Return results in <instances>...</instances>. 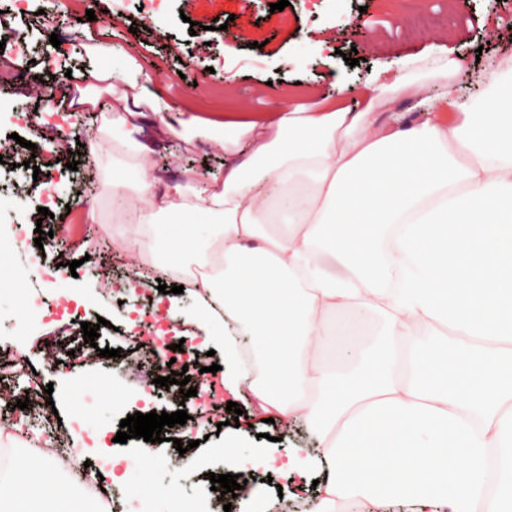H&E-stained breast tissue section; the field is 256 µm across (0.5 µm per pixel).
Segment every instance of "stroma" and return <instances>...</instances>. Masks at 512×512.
I'll list each match as a JSON object with an SVG mask.
<instances>
[{
	"mask_svg": "<svg viewBox=\"0 0 512 512\" xmlns=\"http://www.w3.org/2000/svg\"><path fill=\"white\" fill-rule=\"evenodd\" d=\"M58 0H25L12 7L0 0V59L16 56V46L27 43L28 60L19 72L0 71V222L40 226L46 238L35 245L26 237L21 247L0 244V352L25 347L29 353L27 376L6 382L0 390L14 394L31 379L52 385V400L62 421H70L76 382L112 381L126 393H135L141 383L128 371L133 361L129 339L165 331L172 342L185 338L186 318L197 309L191 291L158 294L153 288H128L127 266L132 251L117 248L112 255V279L98 278L102 242L91 234L72 232L74 212L68 211L72 191L84 174L94 172L97 192L92 201L101 224L112 227L126 241L136 237L135 227L123 223L113 207L112 161L120 157L116 141L96 138V128L118 125L120 113L106 103L111 90H123L127 77L150 79L161 91L162 115L172 131L153 153L137 165L125 168L133 181L180 178L183 168L193 167L215 174L225 164L249 156L246 142L218 147L214 140L230 137L221 120L245 117L258 122L272 119L281 103L306 108L330 99L351 105L370 95L373 86L386 82V64L407 71L423 69L429 59H454L457 82L489 74L512 78V0H469L456 12L453 0H290L284 10H271V0H76L69 12L71 23L63 28L47 25L30 30L36 12H51ZM94 20H87V12ZM199 30H191V22ZM61 45L53 47L50 35ZM357 51L359 64L346 65L343 56ZM68 60L70 71H61L59 60ZM102 66L112 73L111 88H99L102 111L77 112L75 106L45 102L43 82L55 91L76 93L83 70ZM212 119L209 127L185 129V111ZM31 148L21 147V140ZM80 150L77 170L67 167L70 153ZM54 187V200L42 203L29 191L32 181ZM50 215L40 218L39 207ZM67 238L71 259L77 260L74 277L67 285L83 297L75 309L62 312L56 286L32 280L24 265L25 254L43 249L53 258L59 238ZM39 291L46 313L30 318L26 329L15 320L22 309L25 291ZM100 327L99 346L119 350V357L102 358L80 366L70 361L69 351L82 345L81 322ZM64 330L72 343L47 348L43 339ZM200 359L190 360L187 374L195 396L182 398L178 387L156 390L155 409L168 413L180 409L195 415L190 435L196 448L189 454L197 466L186 471L171 459L149 469L134 465L141 439L115 442L120 422L133 414L134 402L121 409L98 400L87 409L94 431L105 435L108 455L121 459L120 481L104 475L101 482L114 501L115 512H171L174 503L200 502L203 512H224L209 492L208 473L226 474L232 466L225 451L243 457L252 448L271 447L276 453L288 448H309L313 442L304 426L286 418L265 423L252 414L254 400L240 389L234 400L241 413L237 424L217 427L205 415L209 405L210 379H223V372L208 373L212 364L224 361V346L216 340H200ZM293 486L286 472L258 470L232 501L235 512H244L247 502L261 500L265 512H275L280 499L292 498Z\"/></svg>",
	"mask_w": 512,
	"mask_h": 512,
	"instance_id": "1",
	"label": "stroma"
}]
</instances>
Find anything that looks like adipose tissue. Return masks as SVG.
Here are the masks:
<instances>
[{"instance_id":"obj_1","label":"adipose tissue","mask_w":512,"mask_h":512,"mask_svg":"<svg viewBox=\"0 0 512 512\" xmlns=\"http://www.w3.org/2000/svg\"><path fill=\"white\" fill-rule=\"evenodd\" d=\"M385 97L414 101L417 123L378 112ZM440 99L453 116L426 77L400 74L354 110L233 122L251 154L223 177L189 168L158 193L112 181L153 241L130 243L140 282L193 289L188 322L208 337L239 323L262 363L247 382L259 411L316 439L287 451L289 474L319 479L311 512H512V79L476 112L454 81ZM184 215L212 221L190 262L169 254ZM0 512L101 505L24 447L0 474Z\"/></svg>"}]
</instances>
